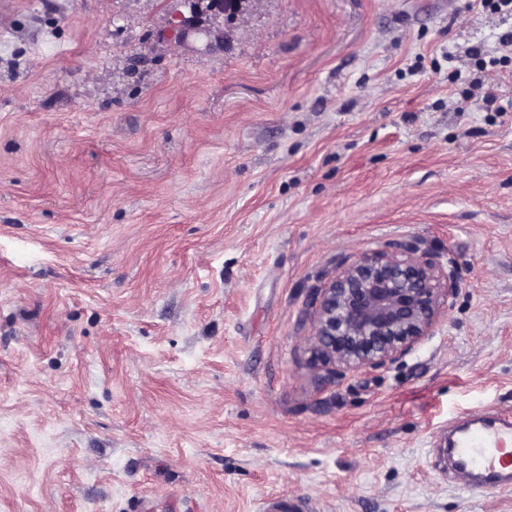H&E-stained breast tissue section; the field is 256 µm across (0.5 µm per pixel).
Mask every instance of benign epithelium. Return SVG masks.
<instances>
[{"mask_svg": "<svg viewBox=\"0 0 512 512\" xmlns=\"http://www.w3.org/2000/svg\"><path fill=\"white\" fill-rule=\"evenodd\" d=\"M189 13L172 22L171 37L200 36L224 45L215 22L242 9L229 0H183ZM456 284L411 245L361 255L316 289L311 314L316 360L359 370L394 363L429 335L442 300Z\"/></svg>", "mask_w": 512, "mask_h": 512, "instance_id": "obj_1", "label": "benign epithelium"}]
</instances>
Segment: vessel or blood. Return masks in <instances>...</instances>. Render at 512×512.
Segmentation results:
<instances>
[{"instance_id":"vessel-or-blood-1","label":"vessel or blood","mask_w":512,"mask_h":512,"mask_svg":"<svg viewBox=\"0 0 512 512\" xmlns=\"http://www.w3.org/2000/svg\"><path fill=\"white\" fill-rule=\"evenodd\" d=\"M454 471L471 489H512V414L488 410L454 427L447 448ZM256 512H313L309 502L287 497L261 500Z\"/></svg>"}]
</instances>
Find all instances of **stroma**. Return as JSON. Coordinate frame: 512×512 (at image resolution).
Here are the masks:
<instances>
[{
	"label": "stroma",
	"mask_w": 512,
	"mask_h": 512,
	"mask_svg": "<svg viewBox=\"0 0 512 512\" xmlns=\"http://www.w3.org/2000/svg\"><path fill=\"white\" fill-rule=\"evenodd\" d=\"M0 11V512H512L448 477L512 411V18L470 0ZM406 243L457 288L398 362L313 368L311 295ZM189 5L187 15L179 13L172 22L171 37L178 42H186L191 38L200 36L210 37L215 45H224V29L215 28L218 19L231 21V17L224 15L233 13L235 19L242 14V8H238L237 2H225V0H210L199 2L198 0H183ZM256 512H313V509L306 500L274 497L262 499Z\"/></svg>",
	"instance_id": "1"
}]
</instances>
